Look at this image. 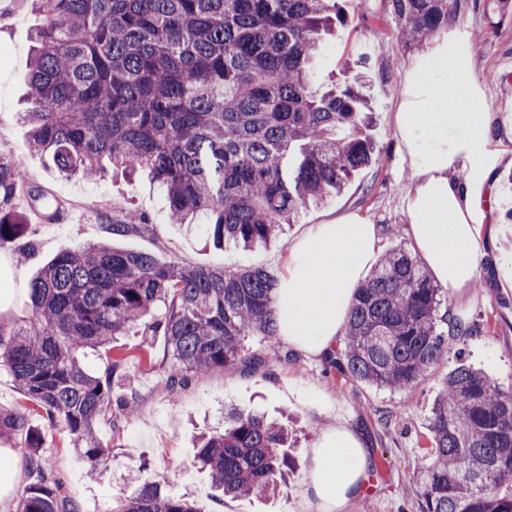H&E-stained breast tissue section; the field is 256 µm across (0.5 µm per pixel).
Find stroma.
<instances>
[{"instance_id":"stroma-1","label":"stroma","mask_w":512,"mask_h":512,"mask_svg":"<svg viewBox=\"0 0 512 512\" xmlns=\"http://www.w3.org/2000/svg\"><path fill=\"white\" fill-rule=\"evenodd\" d=\"M349 14L348 26L331 32L317 62L315 89L327 91L345 69L359 72L367 82L373 123L369 135L378 147L371 166L356 172L337 195L310 207L294 224L286 225L280 246L243 250L205 247L196 227L174 224L159 184L147 178L127 179L113 174L100 181L61 177L28 147L27 129L19 120L30 60L29 36L37 23L31 0H0V155L25 160L28 178L64 203L62 216L51 223L34 221L36 258L17 263L22 244L0 249L11 268L0 279V321L14 323L30 314L28 287L39 264L76 246L113 240L115 245L155 254L164 261L195 265H224L231 269L261 267L282 275L278 257L312 224L357 214L377 224L382 249L393 243L410 245L403 229L408 222L406 203L410 171L401 162L394 135V114L404 75L421 50L398 33L389 0H341ZM458 39L487 33L475 51L473 75L482 85L490 108L512 101L505 79H512V15L468 13L452 22ZM501 203L487 241L488 264L464 296H448L453 318L480 324L481 333L455 337L451 350L415 387L390 392L330 372L324 359L293 353L284 339L247 337L245 346L266 365L254 372L228 366L191 377L174 397H165L158 381L169 362L164 339L130 331L115 344L127 357L134 377L139 414L101 426L112 443V461L106 470L90 476L89 465L68 443L62 428L48 430L45 453L74 495L80 512L112 507L145 482L165 477L168 490L187 495L201 512H301L310 468V448L321 429L343 421L359 436L371 467V494L351 498L342 512H420V487L415 470L430 451L429 417L449 372L459 362L481 369L502 386L512 388V289L500 286V270L512 268V174L496 170ZM133 207L152 218L148 232L112 237L110 224L116 208ZM401 227L391 238L387 225ZM272 417L288 414L296 428L293 474L278 494L267 498L224 496L215 492L207 474L195 463L196 432L220 431L229 408ZM23 457L10 445L0 446V512H14L27 484Z\"/></svg>"}]
</instances>
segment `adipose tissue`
<instances>
[{"mask_svg": "<svg viewBox=\"0 0 512 512\" xmlns=\"http://www.w3.org/2000/svg\"><path fill=\"white\" fill-rule=\"evenodd\" d=\"M470 45L437 42L410 64L394 117L412 175L406 232L449 293L471 287L487 251L481 219L492 211L498 168H512V114L488 106ZM379 229L349 214L310 225L291 245L275 291L279 329L297 351L340 346L352 298L378 260ZM308 512H341L361 488L368 458L346 425L310 450Z\"/></svg>", "mask_w": 512, "mask_h": 512, "instance_id": "1", "label": "adipose tissue"}]
</instances>
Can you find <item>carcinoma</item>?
<instances>
[{
    "mask_svg": "<svg viewBox=\"0 0 512 512\" xmlns=\"http://www.w3.org/2000/svg\"><path fill=\"white\" fill-rule=\"evenodd\" d=\"M42 23L31 36L29 107L21 113L31 150L62 175L96 179L106 165L141 173L166 192L169 218L194 222L216 246H266L312 205L340 192L370 165L364 84L355 77L318 95L313 63L322 35L349 17L339 0H32ZM400 34L422 47L440 29L478 8V0H390ZM24 160L0 157V248L30 225L11 206L26 183ZM30 205L49 220L60 203L38 187ZM125 209L111 231L148 229ZM278 280L262 268L180 265L110 241L61 252L29 284L31 315L0 327V367L45 413L35 427L19 407L0 406V443L26 459L32 482L15 512H79L50 467L46 429L57 425L92 470L107 466L110 442L98 434L137 413L118 396L126 358L112 342L141 327L162 336L171 366L168 396L190 376L226 365L256 370L247 336H278ZM448 290L402 245L379 259L357 289L342 348L327 360L342 376L404 391L448 350V337L473 328L440 314ZM109 351L100 372L78 357ZM221 433L197 436L196 460L212 486L268 496L292 464L288 427L232 409ZM431 456L418 471L421 512H512V389L459 364L433 408ZM165 480L137 488L113 512H198L170 495Z\"/></svg>",
    "mask_w": 512,
    "mask_h": 512,
    "instance_id": "carcinoma-1",
    "label": "carcinoma"
}]
</instances>
